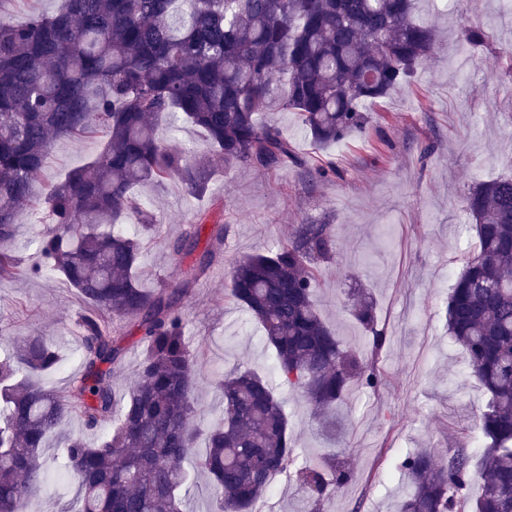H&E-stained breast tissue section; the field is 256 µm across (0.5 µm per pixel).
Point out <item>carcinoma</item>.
Masks as SVG:
<instances>
[{"instance_id": "cac0c4a2", "label": "carcinoma", "mask_w": 512, "mask_h": 512, "mask_svg": "<svg viewBox=\"0 0 512 512\" xmlns=\"http://www.w3.org/2000/svg\"><path fill=\"white\" fill-rule=\"evenodd\" d=\"M435 38L414 18L413 0H63L20 27L0 15V279L53 272L83 301L81 371L67 391L34 380L60 364L39 334L18 337L0 358V512H22L40 490L42 448L74 417L83 431L66 438L62 463L82 499L69 512H184L181 463L189 458L212 487L208 512H256L275 477L298 461L283 402L269 377L239 366L218 383L223 415L199 426L198 351L181 311L188 288H140L141 234L119 219L153 227L135 195L146 183L175 180L188 196L206 191L209 158L167 148L156 137L161 122L178 115L199 128L226 168L268 170L293 151L260 113H296L318 148L363 133L365 106L402 90ZM461 42L481 47L490 36L468 27ZM96 134L103 150L49 191L38 261L21 268L10 243L52 143ZM464 207L477 248L452 286L448 334L488 395L476 418L488 440L484 478L472 486L473 458L462 450L441 459L411 453L401 462L411 490L399 512H512V178L474 186ZM200 232L188 225L171 249L195 256L203 274L220 256L224 226L201 251ZM335 250L330 225L295 224L276 248L238 258L225 289L261 326L274 376L332 434V409L351 387L382 384L375 366L342 348L316 302L318 265ZM354 314L380 351L386 336L374 329L367 292ZM117 319L144 346L137 379L122 392L112 385L124 357ZM201 440L206 453L197 457ZM296 474L315 504L350 479L329 461Z\"/></svg>"}]
</instances>
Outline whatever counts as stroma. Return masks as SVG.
Wrapping results in <instances>:
<instances>
[{"mask_svg": "<svg viewBox=\"0 0 512 512\" xmlns=\"http://www.w3.org/2000/svg\"><path fill=\"white\" fill-rule=\"evenodd\" d=\"M415 17L442 31L431 57L409 87L369 105L368 134L317 149L296 113L279 111L274 121L288 138L294 159L272 170L248 165L217 168L207 192L188 197L173 180L139 188L155 234L146 236L139 258V284L177 288L190 283L182 311L198 347V405L203 421L221 414L216 382L243 365L271 372L273 359L247 312L225 299L229 271L244 254L284 241L291 225H330L336 242L323 263L315 298L345 348L378 368L383 386L352 389L336 407L342 427L328 448L309 406L284 384L299 463L336 457L351 473L336 495L309 502L295 472L277 476L262 512H394L409 489L398 467L419 448L458 446L479 456L481 434L472 426L487 395L472 375L464 351L446 328L449 288L476 247L473 221L463 199L474 185L512 174V83L502 79L501 60L488 51L464 59L462 29L483 27L493 46H512V16L501 0H416ZM99 136L54 142L35 183V202L21 217L12 248L22 264L35 262L39 234L47 223L43 200L64 174L97 157ZM334 162L338 172L312 179L313 159ZM202 223V240L224 227V246L213 266L191 279L192 260L165 246L187 225ZM375 305V326L384 330L381 351L372 328L350 310L355 289ZM82 302L56 276L18 275L0 280V354L14 337L36 331L59 349V371L42 377L49 390L64 392L80 370L74 335Z\"/></svg>", "mask_w": 512, "mask_h": 512, "instance_id": "35a3bbf8", "label": "stroma"}]
</instances>
